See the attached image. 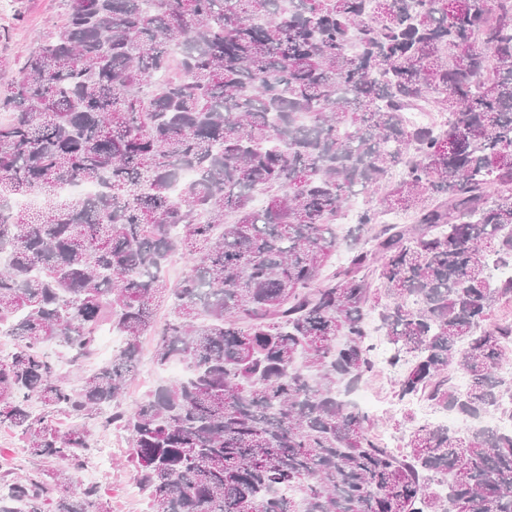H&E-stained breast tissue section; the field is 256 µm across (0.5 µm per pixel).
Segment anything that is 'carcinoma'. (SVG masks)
I'll return each mask as SVG.
<instances>
[{"mask_svg":"<svg viewBox=\"0 0 512 512\" xmlns=\"http://www.w3.org/2000/svg\"><path fill=\"white\" fill-rule=\"evenodd\" d=\"M62 9L0 98V428L76 467L94 428L124 432L146 512H512V319L492 320L512 302L493 275L512 266V0ZM428 106L445 121L408 117ZM80 183L100 190L59 192ZM379 189L326 270L350 201ZM374 310L399 400L499 425L379 445L339 390L374 367ZM105 325L124 346L71 383L46 345L77 360ZM151 331L156 365L191 376L123 408ZM71 483L1 475L0 512H111Z\"/></svg>","mask_w":512,"mask_h":512,"instance_id":"1","label":"carcinoma"}]
</instances>
